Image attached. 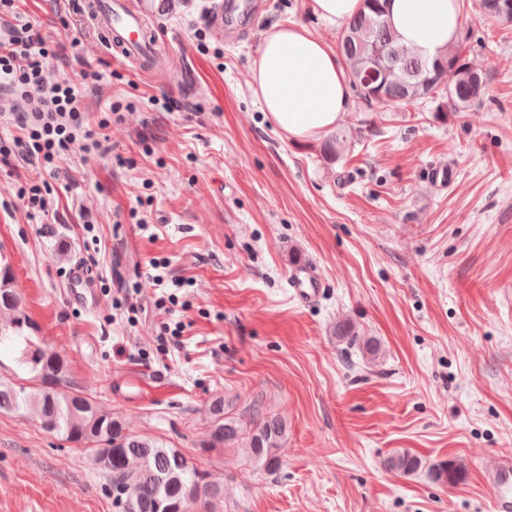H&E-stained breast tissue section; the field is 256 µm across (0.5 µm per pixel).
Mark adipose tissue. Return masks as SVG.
I'll return each mask as SVG.
<instances>
[{
    "instance_id": "1",
    "label": "adipose tissue",
    "mask_w": 512,
    "mask_h": 512,
    "mask_svg": "<svg viewBox=\"0 0 512 512\" xmlns=\"http://www.w3.org/2000/svg\"><path fill=\"white\" fill-rule=\"evenodd\" d=\"M387 14L402 43L435 56L457 40L462 4L460 0H388ZM250 87L269 121L295 139L335 131L350 98L339 54L295 25L277 24L266 31Z\"/></svg>"
}]
</instances>
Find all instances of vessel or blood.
Returning a JSON list of instances; mask_svg holds the SVG:
<instances>
[{
    "mask_svg": "<svg viewBox=\"0 0 512 512\" xmlns=\"http://www.w3.org/2000/svg\"><path fill=\"white\" fill-rule=\"evenodd\" d=\"M79 6L102 35L111 56L134 63L145 73L157 69L158 41L147 29L144 10L130 8L126 0H79ZM68 296L84 307H95L96 298L83 268H74ZM487 471L495 482L492 512H512V461H492Z\"/></svg>",
    "mask_w": 512,
    "mask_h": 512,
    "instance_id": "1",
    "label": "vessel or blood"
}]
</instances>
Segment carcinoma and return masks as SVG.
<instances>
[{"instance_id": "cac0c4a2", "label": "carcinoma", "mask_w": 512, "mask_h": 512, "mask_svg": "<svg viewBox=\"0 0 512 512\" xmlns=\"http://www.w3.org/2000/svg\"><path fill=\"white\" fill-rule=\"evenodd\" d=\"M481 17L491 23H512V0H478ZM337 49L348 74L366 104L439 100L438 112H466L488 97L486 73L467 61L462 43L429 58L405 46L387 19L386 0H363L361 9L344 19ZM349 131L338 129L327 139L330 155L340 158L349 144ZM8 267L0 268V344L6 342L19 368L29 378H0V411L30 410L43 429L70 443L95 447L99 467L128 484L127 512H187L192 502L204 512L223 498L224 486L191 465L176 449L141 438L119 419L97 409L91 399L67 384L61 355L44 347L36 327L21 308ZM214 422L208 446L241 444L251 462L267 472L280 466L279 451L288 430L281 418L268 415L250 424L224 417V400L212 402ZM384 467L403 474L425 471L433 482L451 483L464 466L454 460L423 469L422 460L407 450L395 451Z\"/></svg>"}]
</instances>
